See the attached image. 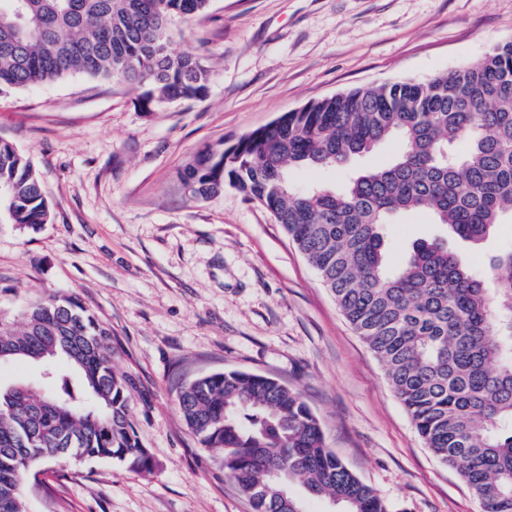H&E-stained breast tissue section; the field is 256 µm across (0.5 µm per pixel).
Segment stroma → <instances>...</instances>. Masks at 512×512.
<instances>
[{
	"label": "stroma",
	"instance_id": "1",
	"mask_svg": "<svg viewBox=\"0 0 512 512\" xmlns=\"http://www.w3.org/2000/svg\"><path fill=\"white\" fill-rule=\"evenodd\" d=\"M171 33L211 69L203 99L146 112L136 90L82 73L0 93V139L31 160L50 208L34 229L0 223V316L18 322L47 293H77L112 328L153 459L140 474L107 460L43 463L29 512H253L176 403L179 384L224 370L298 391L327 447L392 512H480L270 213L229 186L192 198L178 172L205 146H232L309 102L478 61L512 41V0H211ZM396 150L391 140L293 180L340 187ZM382 233L397 264L415 240L445 230L415 212ZM449 245L486 273L512 247V223L483 247Z\"/></svg>",
	"mask_w": 512,
	"mask_h": 512
}]
</instances>
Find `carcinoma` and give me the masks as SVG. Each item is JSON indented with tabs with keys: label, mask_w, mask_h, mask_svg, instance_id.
Masks as SVG:
<instances>
[{
	"label": "carcinoma",
	"mask_w": 512,
	"mask_h": 512,
	"mask_svg": "<svg viewBox=\"0 0 512 512\" xmlns=\"http://www.w3.org/2000/svg\"><path fill=\"white\" fill-rule=\"evenodd\" d=\"M210 4L0 0V91L83 73L140 91L146 112L200 99L210 69L177 48L170 24ZM457 138L467 143L462 154ZM391 139L399 142L391 161L342 188L293 183L294 168L334 169ZM179 176L194 198L230 186L270 212L383 365L425 446L481 494L485 512H512V248L480 276L447 240L422 238L393 270L381 233L425 211L480 245L512 223V42L450 72L307 103L231 147L201 150ZM0 214L31 228L50 215L33 164L4 140ZM111 336L74 293L36 301L19 324L0 318V365L25 361L50 373L45 383H0V512H27L26 485L47 460L150 469L130 418L135 382L116 369ZM176 400L254 512H298L295 487L336 500L342 512H389L280 381L226 370L182 383Z\"/></svg>",
	"instance_id": "obj_1"
}]
</instances>
